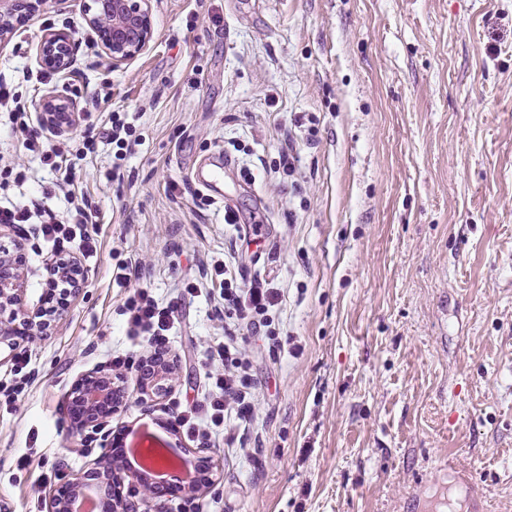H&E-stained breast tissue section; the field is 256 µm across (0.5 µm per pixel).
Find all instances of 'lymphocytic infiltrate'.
<instances>
[{
    "mask_svg": "<svg viewBox=\"0 0 512 512\" xmlns=\"http://www.w3.org/2000/svg\"><path fill=\"white\" fill-rule=\"evenodd\" d=\"M0 110L10 112L16 130L24 133V148L39 156L44 165L57 176L58 185L72 181V171L63 153L43 145L29 129L27 107L14 84L0 80ZM95 210L89 201L75 205L69 220L57 218L53 211H45L40 223V236L53 244L56 253L79 248L85 254H94L93 237L88 230L95 223ZM212 279L218 280V296L224 302V317L230 330L222 344L211 350L213 360L222 362L223 372L208 373L207 389L189 406L176 405L174 424L197 447H208L213 439L226 431L231 421L248 422L255 409L256 385L250 372V363L240 351L234 332L244 328L265 336L271 350L287 348L288 339L282 338L275 323L273 309L278 305L281 291L273 281L254 275L245 276L228 266L214 265ZM177 304H162L148 289L137 288L126 298L122 307L129 335L138 337L142 348L113 356L112 369L117 378L147 377L154 362L162 360L167 351V334L177 321Z\"/></svg>",
    "mask_w": 512,
    "mask_h": 512,
    "instance_id": "1",
    "label": "lymphocytic infiltrate"
}]
</instances>
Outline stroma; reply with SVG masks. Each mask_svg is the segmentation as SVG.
Wrapping results in <instances>:
<instances>
[{
    "label": "stroma",
    "mask_w": 512,
    "mask_h": 512,
    "mask_svg": "<svg viewBox=\"0 0 512 512\" xmlns=\"http://www.w3.org/2000/svg\"><path fill=\"white\" fill-rule=\"evenodd\" d=\"M83 4L48 0L0 39V77L33 74L20 88L33 128L67 147L73 176L56 188L0 112V167L30 168L24 186L0 182V203L61 212L69 194L97 210L84 288L46 334L0 350V382L18 359L29 372L25 397L0 405V512H46L36 476L54 485L109 461L103 432H74L69 402L82 375L135 345L121 263L179 304L177 380L145 404L126 377L107 427H145L207 458L205 512H411L416 497L469 512L473 493L486 512H512V0H150L148 48L116 67ZM50 30L79 40L67 73L39 62ZM52 92L78 108L57 135L42 123ZM115 112L138 140L121 160L102 136ZM221 154L234 164L207 190L195 172ZM224 259L281 288L298 351L237 332L256 418L232 443L198 448L173 429L170 402L193 403L224 338V303L204 279Z\"/></svg>",
    "instance_id": "35a3bbf8"
}]
</instances>
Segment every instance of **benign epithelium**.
<instances>
[{
    "label": "benign epithelium",
    "instance_id": "1",
    "mask_svg": "<svg viewBox=\"0 0 512 512\" xmlns=\"http://www.w3.org/2000/svg\"><path fill=\"white\" fill-rule=\"evenodd\" d=\"M46 0H0V36L12 25V21L29 19L38 14ZM84 21L100 45L104 58L116 67L143 52L152 38L150 0H89L84 4ZM76 40L63 31H49L41 39L39 58L42 65L58 72L70 69L75 62ZM76 107L68 99L59 96L49 98L42 112L49 118L54 130L61 133L71 128V117ZM27 256L21 242L12 251H0V311L10 310L5 324L0 322V343L14 347L41 334L50 326L47 303L54 289L42 291L38 305L31 308L27 300L31 292L28 278L24 275ZM50 283L62 288L63 294L78 292L87 282V272L73 257L62 263L56 259L47 264ZM175 362L163 360L154 366V377L145 382V388L158 394L173 386ZM71 401L78 404L80 414L73 415L79 431L96 430L101 420L118 412L124 397L117 395L112 379L88 374L72 389ZM94 465L77 473L71 479L45 492L47 512H72L70 502L87 487V477L98 470ZM155 495L149 485H142L141 495L128 499L117 496L116 512H146V503Z\"/></svg>",
    "mask_w": 512,
    "mask_h": 512
}]
</instances>
